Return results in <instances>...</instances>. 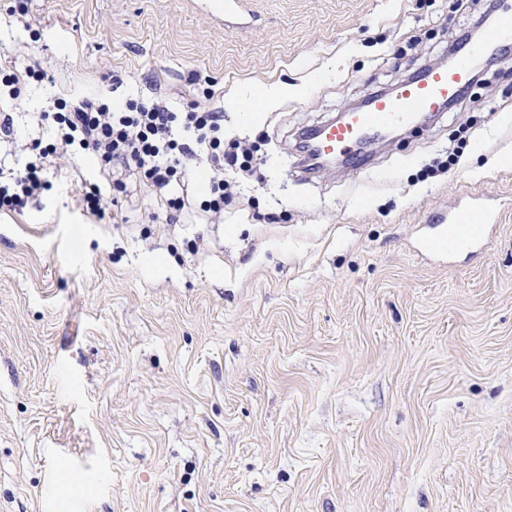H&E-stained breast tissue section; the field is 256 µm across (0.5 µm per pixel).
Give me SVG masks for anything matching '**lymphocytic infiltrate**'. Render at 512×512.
<instances>
[{
    "instance_id": "lymphocytic-infiltrate-1",
    "label": "lymphocytic infiltrate",
    "mask_w": 512,
    "mask_h": 512,
    "mask_svg": "<svg viewBox=\"0 0 512 512\" xmlns=\"http://www.w3.org/2000/svg\"><path fill=\"white\" fill-rule=\"evenodd\" d=\"M39 119L53 132L50 143L25 136L12 113H0V139L19 144L26 156L18 171L0 175L1 212L20 211L47 192L48 162L59 156H91L118 191L139 182L162 192L169 224L178 223L186 203L165 191L184 182L189 162L207 160L199 208L213 217L223 215L225 197L255 174L249 149L225 143L223 113L194 103L179 112L160 101L129 100L120 106L87 97L73 104L58 101Z\"/></svg>"
}]
</instances>
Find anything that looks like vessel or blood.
<instances>
[{
    "label": "vessel or blood",
    "mask_w": 512,
    "mask_h": 512,
    "mask_svg": "<svg viewBox=\"0 0 512 512\" xmlns=\"http://www.w3.org/2000/svg\"><path fill=\"white\" fill-rule=\"evenodd\" d=\"M504 43H512V0H499L488 31L458 50L451 65L419 67L416 76L391 90L371 94L343 117L305 131L310 155L363 167L378 140L399 127L425 123L452 106L472 84L476 62ZM428 221L456 225V232L448 236L452 255L485 247L496 227L494 206L479 195L466 196L462 210L437 213Z\"/></svg>",
    "instance_id": "vessel-or-blood-1"
}]
</instances>
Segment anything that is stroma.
Listing matches in <instances>:
<instances>
[{
    "label": "stroma",
    "mask_w": 512,
    "mask_h": 512,
    "mask_svg": "<svg viewBox=\"0 0 512 512\" xmlns=\"http://www.w3.org/2000/svg\"><path fill=\"white\" fill-rule=\"evenodd\" d=\"M26 2L0 0V72L50 78L0 100L22 130L57 99L194 101L259 177L210 223L146 185L99 219L79 190L104 178L66 157L0 212V512H512V77L486 56L366 172L303 177L295 148L490 0ZM468 194L500 211L488 249L417 253Z\"/></svg>",
    "instance_id": "1"
}]
</instances>
